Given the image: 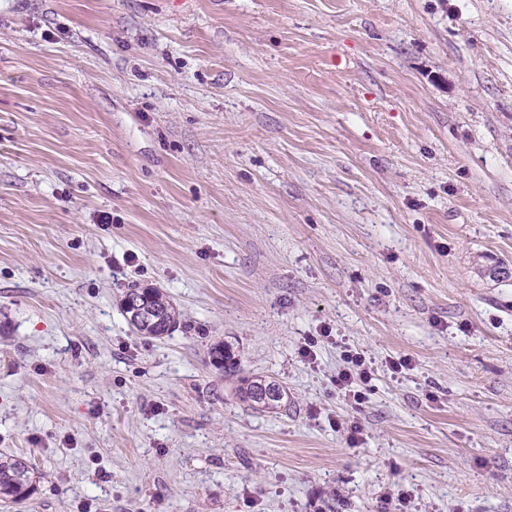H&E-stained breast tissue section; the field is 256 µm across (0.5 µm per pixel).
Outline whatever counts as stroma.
Wrapping results in <instances>:
<instances>
[{
  "label": "stroma",
  "mask_w": 512,
  "mask_h": 512,
  "mask_svg": "<svg viewBox=\"0 0 512 512\" xmlns=\"http://www.w3.org/2000/svg\"><path fill=\"white\" fill-rule=\"evenodd\" d=\"M0 326V512H512V0H0ZM129 303L151 313L154 317L153 321L159 319L158 322L145 323L144 321L147 322V319L151 318L150 315L139 308L130 311L127 309ZM124 312L126 315L132 312L129 322L132 320L139 324L133 322L130 324L140 335L146 337L168 335L176 328L177 324L179 325V312L167 295L157 288H129L124 299ZM342 358L346 366L336 375V388L345 398H352L355 405H360L365 399V394L356 389L357 379L367 384L372 380V371L366 365L365 357L361 353L352 350L342 351ZM238 391L244 400L268 410L276 409L283 399V390L280 385L259 376L243 379ZM34 491L28 466L13 455L0 454V500L18 502Z\"/></svg>",
  "instance_id": "obj_1"
}]
</instances>
